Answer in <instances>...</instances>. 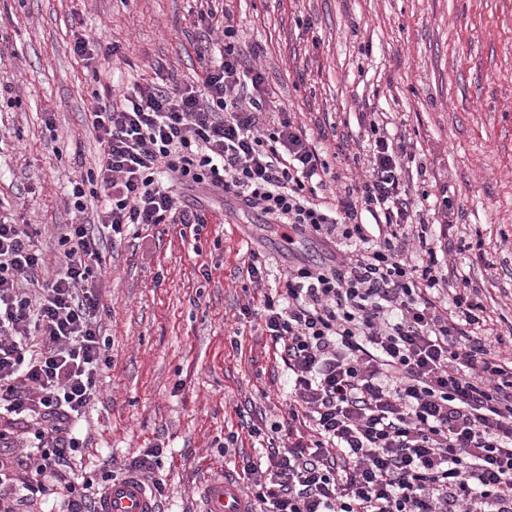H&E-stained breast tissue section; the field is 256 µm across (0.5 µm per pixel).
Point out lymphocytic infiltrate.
<instances>
[{
	"label": "lymphocytic infiltrate",
	"mask_w": 512,
	"mask_h": 512,
	"mask_svg": "<svg viewBox=\"0 0 512 512\" xmlns=\"http://www.w3.org/2000/svg\"><path fill=\"white\" fill-rule=\"evenodd\" d=\"M232 11L224 50L192 82L148 81L90 116L100 155L73 183L77 212L105 195L113 234L135 224L202 228L176 187L233 198L239 211L333 244L330 262L289 266L282 289L248 301L292 373L288 425L272 429L265 460L246 462L252 512H512V340L490 328L446 263L402 181L405 146L371 123L369 175L339 181L265 77L245 65ZM28 224L0 220V419L41 429L23 489L64 490L65 512H96L77 490L73 434L110 360L97 326L102 256L89 224L68 225L55 277Z\"/></svg>",
	"instance_id": "lymphocytic-infiltrate-1"
}]
</instances>
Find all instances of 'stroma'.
<instances>
[{
	"mask_svg": "<svg viewBox=\"0 0 512 512\" xmlns=\"http://www.w3.org/2000/svg\"><path fill=\"white\" fill-rule=\"evenodd\" d=\"M230 7L238 43L268 96L294 113L328 166L366 176V114L405 142L402 180L413 198L447 191L453 239L482 250L448 255L477 287L491 323L512 322V0H213ZM201 0H0V217L34 225L47 281L67 225L95 220L68 205L71 182L93 168L89 113L113 84L161 75L191 81L208 33ZM111 46L90 61L76 35ZM202 209L201 235L181 224L101 229L97 322L112 366L79 421L76 481L103 488L145 448L162 444L151 477L164 512H197L198 489L241 475L257 439L232 448L241 420L288 419L287 365L243 307L255 293L250 252L267 289L283 287L288 244L262 214L230 212L223 197L183 190Z\"/></svg>",
	"mask_w": 512,
	"mask_h": 512,
	"instance_id": "35a3bbf8",
	"label": "stroma"
}]
</instances>
